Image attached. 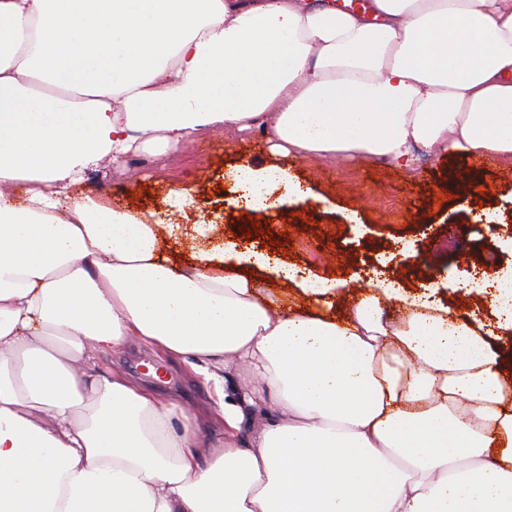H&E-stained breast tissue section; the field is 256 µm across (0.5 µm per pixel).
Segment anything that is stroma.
<instances>
[{
  "label": "stroma",
  "instance_id": "obj_1",
  "mask_svg": "<svg viewBox=\"0 0 512 512\" xmlns=\"http://www.w3.org/2000/svg\"><path fill=\"white\" fill-rule=\"evenodd\" d=\"M243 163L289 168L318 194L314 200L264 211L272 238L268 244L242 236L256 224L241 221L229 171ZM178 184L193 188L198 214L216 226L208 245L233 242L269 253L273 241L284 240L287 250L280 260L346 281L348 302L360 298L373 271L384 269L397 272L411 294L425 293L428 276H435L441 283L435 299L460 302L486 317L488 300L463 286L473 266L471 241H488L498 247L501 266L512 265V250L504 248L502 239L504 223L512 221V164L499 158L488 165L480 155L448 160L435 153L409 170L375 158L277 156L259 129L204 132L191 137L179 153L148 154L139 166L129 157L119 163L103 159L73 193L102 195L111 199L113 208L149 215L165 212L164 200ZM447 192L451 200L441 201ZM485 209L499 210L501 223L477 221ZM404 245L410 257L392 261ZM105 367L154 387L163 403L175 404L195 419L202 453L227 441L224 421L211 406L212 385L188 363L165 360L133 342L112 354Z\"/></svg>",
  "mask_w": 512,
  "mask_h": 512
}]
</instances>
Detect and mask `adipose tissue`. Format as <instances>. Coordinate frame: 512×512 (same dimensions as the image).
Instances as JSON below:
<instances>
[{"instance_id": "obj_1", "label": "adipose tissue", "mask_w": 512, "mask_h": 512, "mask_svg": "<svg viewBox=\"0 0 512 512\" xmlns=\"http://www.w3.org/2000/svg\"><path fill=\"white\" fill-rule=\"evenodd\" d=\"M258 125L297 158L512 162V0H0V189L27 185L0 192V512H512V269L469 284L490 323L387 276L339 318L342 281L199 244L179 273L173 224L69 195L104 157ZM234 180L252 213L312 194ZM132 340L199 361L229 431L238 364L279 419L201 458L182 410L101 371ZM168 256L171 258L173 266L177 272H184L190 270L195 264L192 258V251L189 248L188 241L181 238L178 242L174 239L168 240ZM187 256V259H184Z\"/></svg>"}]
</instances>
